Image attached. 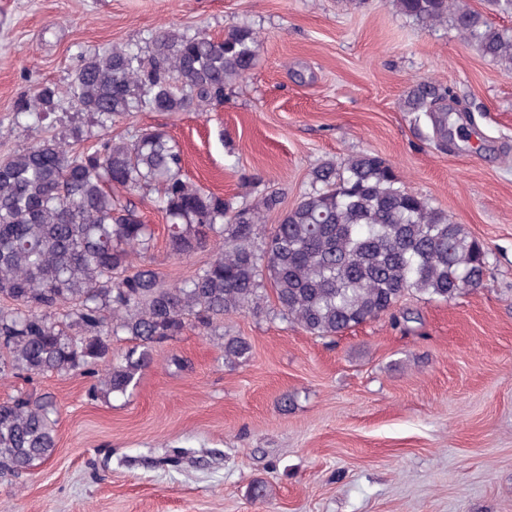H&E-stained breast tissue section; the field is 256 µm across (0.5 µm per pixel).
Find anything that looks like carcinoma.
I'll return each mask as SVG.
<instances>
[{
    "instance_id": "cac0c4a2",
    "label": "carcinoma",
    "mask_w": 512,
    "mask_h": 512,
    "mask_svg": "<svg viewBox=\"0 0 512 512\" xmlns=\"http://www.w3.org/2000/svg\"><path fill=\"white\" fill-rule=\"evenodd\" d=\"M427 28L448 22L479 52L512 70V29L491 24L467 0H392ZM261 40L249 25L224 38L162 31L146 46L126 44L82 59L66 94L90 114L97 134L76 145L55 139L0 161V374L29 377L81 370L89 393L123 396L151 363L155 344L192 324L208 330L233 312L264 313L261 287L272 286L282 318L320 338L388 315L406 295L442 302L483 285L485 245L423 196L394 167L362 152L329 159L310 173V188L282 213L271 190L235 207L186 181L178 143L149 127L109 135L132 112L204 110L255 65ZM59 89L45 85L19 99L14 124L39 121ZM448 89L426 84L406 99L434 134L448 140ZM156 194L173 255L212 247V258L186 279L163 285L146 263L154 231L114 190ZM135 345L112 359V341ZM252 351L239 336L224 357ZM53 401L18 396L0 403V477L19 476L57 446Z\"/></svg>"
}]
</instances>
